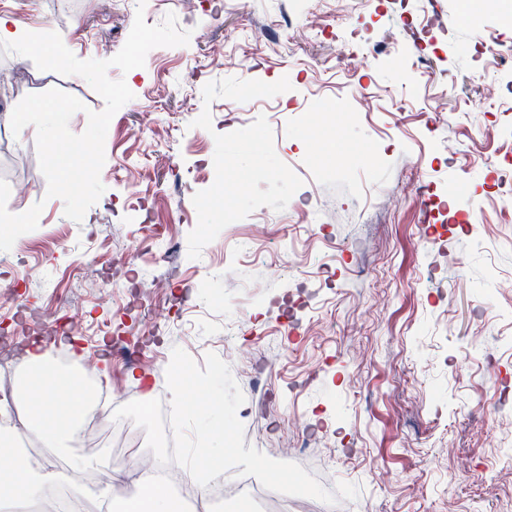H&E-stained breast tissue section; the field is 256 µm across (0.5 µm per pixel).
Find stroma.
<instances>
[{
  "label": "stroma",
  "instance_id": "obj_1",
  "mask_svg": "<svg viewBox=\"0 0 512 512\" xmlns=\"http://www.w3.org/2000/svg\"><path fill=\"white\" fill-rule=\"evenodd\" d=\"M440 26L405 25L399 0H146L188 45L151 50L112 118L104 192L82 221L47 198L36 130L11 114L52 88L105 107L82 77L0 52V178L7 208L43 210L0 251V328L78 314L75 346L101 339L131 362L52 345L112 404L170 401L173 348L225 361L245 402V445L294 462L339 512H512V48L495 0H431ZM137 0H0L29 32L106 60ZM305 14L300 28L288 25ZM335 141L334 152L323 145ZM437 198L424 218L417 186ZM145 283L140 307L118 294Z\"/></svg>",
  "mask_w": 512,
  "mask_h": 512
}]
</instances>
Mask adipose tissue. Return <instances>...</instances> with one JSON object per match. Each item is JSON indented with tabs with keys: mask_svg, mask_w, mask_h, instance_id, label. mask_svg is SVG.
I'll list each match as a JSON object with an SVG mask.
<instances>
[{
	"mask_svg": "<svg viewBox=\"0 0 512 512\" xmlns=\"http://www.w3.org/2000/svg\"><path fill=\"white\" fill-rule=\"evenodd\" d=\"M51 354L45 346L36 344L29 349L22 362L26 376V392L33 395L27 413V429L41 432L48 441L51 453L69 448L79 427L91 410L90 393L76 379L53 371L49 366ZM68 391V404H60L57 395ZM0 456L10 463L0 467V493L10 495L17 502H25L41 493L43 488L57 481L55 471H33L28 462L14 458L9 444L0 445ZM126 485L124 512H175L167 490L154 482L149 470L122 475Z\"/></svg>",
	"mask_w": 512,
	"mask_h": 512,
	"instance_id": "ef3b65f1",
	"label": "adipose tissue"
}]
</instances>
